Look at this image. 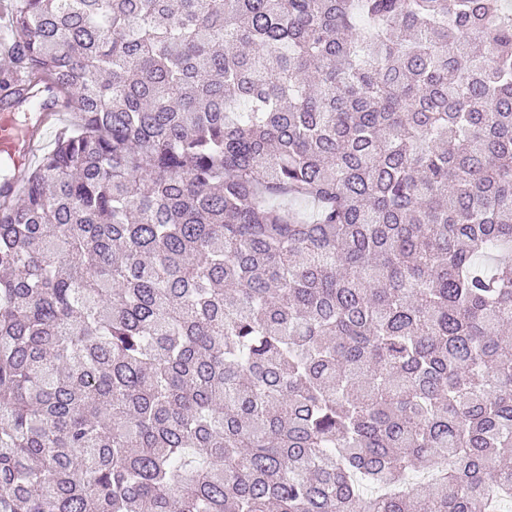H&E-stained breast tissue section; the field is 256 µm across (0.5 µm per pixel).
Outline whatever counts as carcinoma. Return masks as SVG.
I'll return each mask as SVG.
<instances>
[{"instance_id": "carcinoma-1", "label": "carcinoma", "mask_w": 512, "mask_h": 512, "mask_svg": "<svg viewBox=\"0 0 512 512\" xmlns=\"http://www.w3.org/2000/svg\"><path fill=\"white\" fill-rule=\"evenodd\" d=\"M0 512L512 497V3L12 0ZM59 126H49L46 131L44 127L31 129L22 134L15 130L10 118L2 114L0 125L1 149H6L12 155L15 162L14 192L16 188L21 187L23 184V173L31 159L40 150L42 141L43 144L39 155L52 147Z\"/></svg>"}]
</instances>
